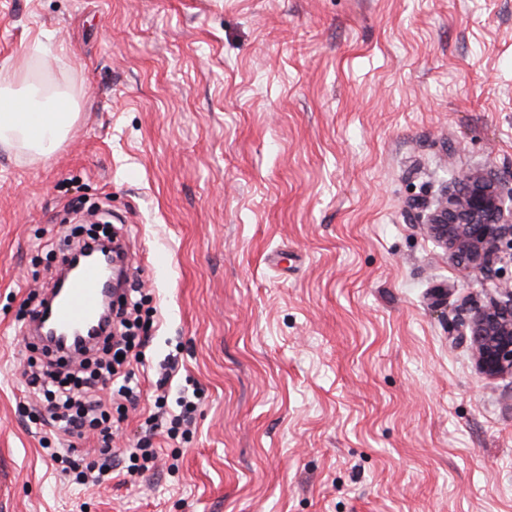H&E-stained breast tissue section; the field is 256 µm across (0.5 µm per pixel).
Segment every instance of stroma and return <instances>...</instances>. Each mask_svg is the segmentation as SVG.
<instances>
[{
	"mask_svg": "<svg viewBox=\"0 0 512 512\" xmlns=\"http://www.w3.org/2000/svg\"><path fill=\"white\" fill-rule=\"evenodd\" d=\"M67 92L54 157L0 147V512H512V378L456 334L491 282L426 219L512 188V0H0V69ZM105 212L178 368L114 437L151 470L79 484L32 423L26 299Z\"/></svg>",
	"mask_w": 512,
	"mask_h": 512,
	"instance_id": "1",
	"label": "stroma"
}]
</instances>
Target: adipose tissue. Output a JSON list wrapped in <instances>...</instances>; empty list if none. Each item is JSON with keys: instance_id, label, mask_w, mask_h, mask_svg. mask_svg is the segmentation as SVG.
Segmentation results:
<instances>
[{"instance_id": "ef3b65f1", "label": "adipose tissue", "mask_w": 512, "mask_h": 512, "mask_svg": "<svg viewBox=\"0 0 512 512\" xmlns=\"http://www.w3.org/2000/svg\"><path fill=\"white\" fill-rule=\"evenodd\" d=\"M23 81V76L14 71L0 75V145L16 146L47 159L69 133L76 119L75 107L66 104L37 110L16 90Z\"/></svg>"}]
</instances>
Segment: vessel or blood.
Here are the masks:
<instances>
[{
    "mask_svg": "<svg viewBox=\"0 0 512 512\" xmlns=\"http://www.w3.org/2000/svg\"><path fill=\"white\" fill-rule=\"evenodd\" d=\"M102 269L94 263L86 264L71 281L66 293L54 308L57 328L70 331L91 325L102 307Z\"/></svg>",
    "mask_w": 512,
    "mask_h": 512,
    "instance_id": "1",
    "label": "vessel or blood"
}]
</instances>
